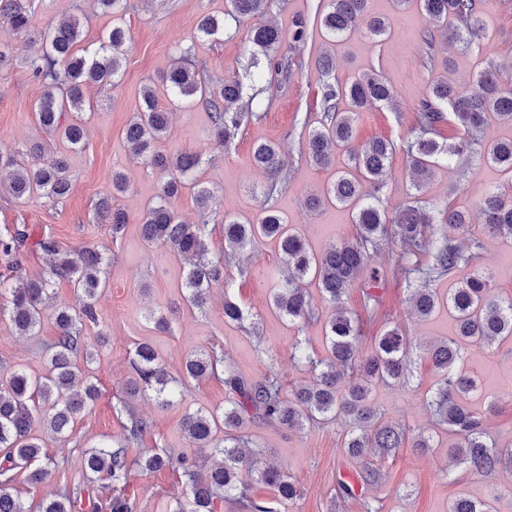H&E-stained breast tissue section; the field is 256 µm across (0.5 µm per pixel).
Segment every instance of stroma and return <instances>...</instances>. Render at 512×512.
<instances>
[{"label":"stroma","instance_id":"35a3bbf8","mask_svg":"<svg viewBox=\"0 0 512 512\" xmlns=\"http://www.w3.org/2000/svg\"><path fill=\"white\" fill-rule=\"evenodd\" d=\"M26 3L30 18L27 38H40L48 27L69 17L83 21L84 36L89 42L97 41L115 23L128 33L119 83L111 89L92 86L86 91L87 140L82 150L69 155L73 182L68 196L59 203L39 197L20 203L0 194V238L11 234L16 225L26 224L35 235L53 236L65 250L95 247L109 257L100 301L103 323L101 328L92 327L86 332L91 339L103 330L110 338L89 366L101 396L76 419L65 441L45 435L42 427H34V434L42 436L47 452L64 448L65 460L43 486L33 489L21 480L15 485L14 494L26 512H39L43 498L78 483L86 448L122 434L126 416L120 410V401L133 374L131 361L138 344L151 343L173 376L179 374L187 355L217 346L243 377L258 380L276 374L290 394L309 378L302 364L293 359L292 346L299 341L309 352L323 355L322 319L332 309L312 285L308 292L319 319L294 327L272 310L269 294L283 280L286 267L276 246L268 240L244 254L250 268L246 281L237 282L228 292L222 286H213L204 308L187 306L182 290L183 260L167 246L147 245L136 222L160 187L159 175L133 159L125 141V130L139 106L142 87L158 79L183 53L190 54L211 87H220L225 79L241 73L247 62L251 20L229 25L224 35L200 40L196 37L200 17L207 13L223 16L225 0H126L124 10L114 15L103 12L96 0ZM369 9L372 15L393 21L382 41L372 40L361 30L331 38L321 24V0H268L269 19L285 28L295 17H303L308 38L301 44H282L279 49L280 55L291 62L288 80L271 78L264 66L245 79L243 97L251 101L256 117L242 125L230 146L211 141L204 104L175 107L164 146L201 154L203 163L196 171V179L212 191L214 198L213 214L206 220L201 217L194 190H185L174 207L186 223H205L211 253L224 250L222 215L250 220L263 205L268 177L249 164L251 149L259 141L279 143L292 162L288 182L273 205L287 216L289 223L298 226L312 249L319 251L332 242L353 241L357 228L349 209L326 206L312 210L306 204L309 193L325 189L335 180L337 168L345 164L344 157H337L332 168L298 159L305 147L307 124L317 121L320 112L323 78L316 62L321 55L332 58L340 80L374 70L394 89L393 104L364 112L357 127V140L361 143L374 138H405L414 125L416 108L433 80L445 77L464 87L487 64L503 69L512 64V0H484L481 25L488 35L487 42L477 49H450L451 63L446 68L429 66L420 38L428 23L416 11L395 16L393 0H370ZM41 91L23 63H14L0 76V153H13L31 138L41 136L32 110ZM117 170L130 181L129 191L118 198V205L130 222L114 239L106 225L97 220L95 207ZM507 180L504 171L475 158L466 165L453 163L438 168L422 188V195L429 202L438 206L448 203L469 215L473 231L482 242L477 265L492 274V294L497 298L512 297V241L485 234L478 200L483 192L506 185ZM412 191L407 159L403 153H395L380 194L385 210L391 214L400 210ZM399 253V245L389 244L369 262V271L378 275L376 288L381 304L376 310L365 308L357 287L349 290L343 306L363 328L360 353L370 352L374 337L385 327L397 324L405 330L415 376L407 385L376 383L371 388L370 401L384 420L406 425L412 434L431 437L432 446L423 451L401 448L384 459L371 457L369 464L381 471L382 478L369 483L363 479L365 464L350 457L343 448L349 429L344 418L302 430L252 419L244 428L251 448L259 451L261 462L280 468L303 491L299 501L276 505V512H448L449 500L457 496L478 502L489 500L495 512H512V469L500 470L484 480L471 478L463 466L453 465L448 457L452 436L432 422L427 401L437 387L439 375L426 350L453 335V322L444 311L426 320L412 314L409 294L397 267ZM228 299L236 302L246 317L258 322L259 335H246L225 323L224 302ZM77 303L74 288L62 281L53 290V300L36 335H17L8 321L0 320V365L42 373L44 350L57 334L54 311ZM158 314L170 317V330L156 329L153 318ZM466 361L482 386L476 406H483L491 398L497 402L495 413L486 420L489 434L499 444L512 443V342L467 348ZM134 406L152 420L153 427L131 448V457L148 450L191 455L195 449L185 437L182 420L200 408L222 409L224 386L211 379L192 381L170 407H160L155 400L142 397L135 399ZM344 483L352 486L353 496L342 495L340 486ZM185 489L182 471H136L125 493L135 499L139 512H169L170 504Z\"/></svg>","mask_w":512,"mask_h":512}]
</instances>
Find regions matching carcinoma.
I'll use <instances>...</instances> for the list:
<instances>
[{
    "mask_svg": "<svg viewBox=\"0 0 512 512\" xmlns=\"http://www.w3.org/2000/svg\"><path fill=\"white\" fill-rule=\"evenodd\" d=\"M482 3L396 0L398 10L414 7L430 21L453 17L456 27L444 42L452 41L464 50L483 37L479 20ZM266 4L267 0H226L224 15L237 23L263 15ZM368 4L369 0H327L322 25L332 37H341L361 25L371 36L385 35L391 21L370 16ZM0 22L25 36L30 19L20 0H0ZM197 31L203 37L218 35L224 32V20L204 14ZM306 37V21L301 17L292 20L286 34L276 24L253 28L249 35L250 66L257 65L261 55L269 62L270 72L288 78L289 62L277 56L280 45L285 39L296 43ZM126 44L127 32L120 25L113 26L95 43L84 42L83 23L77 17L41 35L40 46L27 64L42 86L33 111L44 132L57 136L71 150L84 147L85 90L114 84L121 74ZM242 89V82L236 78L225 80L218 89L208 87L184 56L173 62L160 83L151 80L143 86L142 104L126 128L125 139L134 156L160 175L161 185L156 200L145 207L137 223L147 243L168 246L188 264L184 300L196 308L204 307L212 286L232 287L226 277L230 263L236 264L239 278L248 277V265L238 258L241 250L264 239L276 242L286 259L288 275L272 289L270 305L290 322L304 321L313 314L304 284L316 283L324 299L333 305L325 322L328 355L316 358L302 342L293 345L294 356L311 377L288 397L278 378L247 380L215 348L188 355L183 378L177 379L168 376L150 344H139L132 360L133 376L126 387L130 398L152 395L158 405L169 407L185 379L214 378L224 383V409H198L186 414L182 422L189 443L211 449L212 454L222 456V462L209 467L204 458L168 451L131 459L130 448L141 441L151 422L125 404L127 422L121 440L86 449L82 481L46 499L40 512H137L136 502L124 493L135 465L150 473L169 468L183 470L188 478L185 501L178 503L173 512H216V502L226 499L236 501L242 512H274L251 495L250 486L241 478L245 470L272 490L276 502L299 500L302 491L291 477L274 467H259L256 453L245 451L247 444L240 432L248 418L303 430L342 416L352 425L345 445L353 457L368 452L388 456L404 447L406 427L383 421L371 407L369 394L375 383L406 381L412 375L408 337L400 327H388L376 337L370 354L361 356L360 328L342 307L343 296L360 282L371 255L392 240L403 247L401 271L414 315L426 318L443 305L455 320L456 334L428 350L429 360L440 376L430 406L436 421L447 426L456 438L448 446L449 455L465 464L476 478H487L503 466L512 467V448L497 445L486 429L487 414L496 409L495 402H487L482 410L469 403L479 382L465 365L467 345L489 346L499 340H512V298L490 299V277L478 270L457 281L448 295H437L432 283L469 266L478 256L480 241L471 232L470 219L449 205L437 207L417 195L390 215L378 196L397 149L406 155L412 172L424 180L445 162L463 164L475 156L512 173V139L486 141L481 135L492 114L512 125V74L506 76L491 64L467 88L446 78L437 79L417 106L416 123L408 137L398 144L377 138L361 146L356 142V131L363 112L392 101L391 85L374 70L349 81L336 78L326 83L318 127L308 132L303 155L316 166L328 167L336 163V152L340 151L347 163L327 187L325 198L312 196L307 206L316 209L328 200L351 209L358 226L354 241L314 252L294 225L266 204L255 221L242 222L224 215V254L213 256L205 239V225L184 223L172 206V200L189 184L188 176L201 164V157L157 148L169 131V111L160 106L159 96L165 91L179 104L204 101L210 110L212 134L227 146L244 122L256 116L243 103ZM447 122L459 130L450 143L439 141L441 127ZM250 162L270 176L264 196L271 198L277 191L278 176L287 165L279 145L272 141L254 144ZM71 186L66 156L48 152L40 140L32 141L17 157L0 154L1 194L6 192L17 200L38 195L54 202L65 198ZM128 191L126 175L114 171L109 191L96 204L99 219L109 225L114 238L123 233L128 218L114 208L113 202ZM480 209L487 234L512 239V190L486 192ZM29 247L48 258L47 271L29 277L20 265H15V274L0 280V295L8 298V304L0 306V318L8 320L21 336L36 334L46 300L61 280L81 293L82 305L73 311L67 307L55 311L58 334L45 373H0V512H25L14 495L18 470L39 462L26 477L30 486L37 487L59 466L60 459L43 451L42 439L33 435V424L40 422L46 433L57 438L68 437L76 418L99 398L97 386L75 357L82 355L88 364L95 346L106 343L102 331L95 346L84 336L88 327L101 323L98 300L105 285L104 253L97 248L64 251L50 235L34 240L26 224L16 226L9 238L0 239V253L7 257H17ZM224 321L249 333L257 332L256 323L247 321L242 309L230 300L224 303ZM219 433L223 437H217ZM97 486L111 491L103 502L96 497ZM448 512H493V507L489 501L458 497L448 503Z\"/></svg>",
    "mask_w": 512,
    "mask_h": 512,
    "instance_id": "cac0c4a2",
    "label": "carcinoma"
}]
</instances>
